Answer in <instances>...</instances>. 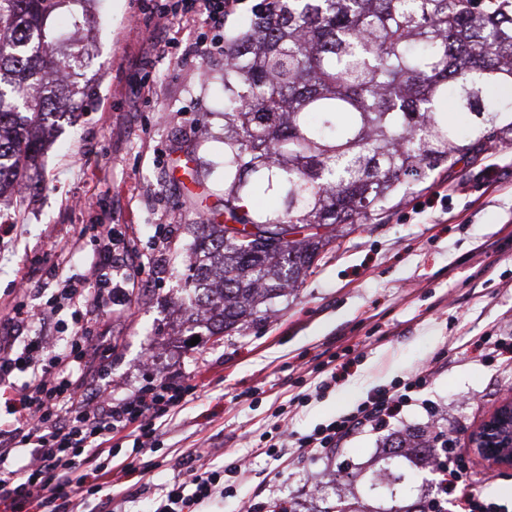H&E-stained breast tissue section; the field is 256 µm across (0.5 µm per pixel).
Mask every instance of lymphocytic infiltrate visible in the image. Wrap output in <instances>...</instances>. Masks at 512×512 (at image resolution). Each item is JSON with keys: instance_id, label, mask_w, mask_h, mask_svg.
Here are the masks:
<instances>
[{"instance_id": "lymphocytic-infiltrate-1", "label": "lymphocytic infiltrate", "mask_w": 512, "mask_h": 512, "mask_svg": "<svg viewBox=\"0 0 512 512\" xmlns=\"http://www.w3.org/2000/svg\"><path fill=\"white\" fill-rule=\"evenodd\" d=\"M116 235L114 225L105 226L97 257L80 278H63L49 305L50 315L78 307L95 316L122 311L130 302L136 259L116 251ZM91 345L89 331L81 325L60 349L45 345L39 337L19 351L0 344V512H24L35 503L68 498L67 487L73 480L100 491V479L112 472V441L129 429L135 433L133 458L123 469L136 471V458L158 441L155 418L193 400L199 391L198 385L169 376L120 399L103 387L87 397L82 379L95 365ZM17 374L24 375L22 384L14 383ZM429 376L424 367L390 388L373 392L355 412L299 437L298 450L327 458L355 432L382 430L424 389ZM19 448L26 449L29 462L18 476L10 464ZM228 473V468L213 467L208 456L192 458L155 512H195L197 505L224 493ZM438 473L440 479L424 500L422 512H445L452 493L459 505L470 506L474 484L464 456L456 455Z\"/></svg>"}]
</instances>
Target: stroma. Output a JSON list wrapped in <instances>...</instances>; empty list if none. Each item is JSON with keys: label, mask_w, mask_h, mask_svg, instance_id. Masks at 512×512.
<instances>
[{"label": "stroma", "mask_w": 512, "mask_h": 512, "mask_svg": "<svg viewBox=\"0 0 512 512\" xmlns=\"http://www.w3.org/2000/svg\"><path fill=\"white\" fill-rule=\"evenodd\" d=\"M166 0H92L91 28H57L85 48L81 76L90 94L55 115L48 148L24 178L21 201L0 203V322L17 302L41 308L57 288L46 275L85 273L104 213L140 257L144 287L124 314L88 323L94 346L111 345L88 385L121 397L169 375L201 383L193 401L156 418L161 437L138 474L107 478L100 495H74L82 512H155L189 453L205 449L214 467L236 464L232 489L202 512H239L255 501L266 512H386L423 499L437 480L403 462L397 500L378 496L368 479L382 465L387 439L427 430L470 435L512 392V362L485 339H512V145L458 164L450 178L413 187L383 219L338 225L312 269L267 317L199 342L186 332L187 227L191 206L185 148L202 165L224 156V59L208 51L216 32L199 17L162 18ZM501 175L488 180L487 167ZM336 358L335 381L318 367ZM432 374L416 402L380 432L351 436L333 461L289 448L279 459V425L304 434L352 411L378 388L422 366ZM467 463L476 504L512 512V470Z\"/></svg>", "instance_id": "stroma-1"}]
</instances>
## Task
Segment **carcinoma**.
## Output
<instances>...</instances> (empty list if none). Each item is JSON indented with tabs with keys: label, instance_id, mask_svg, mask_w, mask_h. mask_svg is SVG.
<instances>
[{
	"label": "carcinoma",
	"instance_id": "1",
	"mask_svg": "<svg viewBox=\"0 0 512 512\" xmlns=\"http://www.w3.org/2000/svg\"><path fill=\"white\" fill-rule=\"evenodd\" d=\"M87 0H0V199L44 149L48 115L88 96L54 76L89 55L52 22ZM512 0H265L224 36V191L194 171L186 322L224 333L296 287L336 225L384 217L434 173L512 145ZM471 117L463 139L442 104ZM273 194L280 207L253 208ZM216 201L209 205L211 198ZM425 467L438 449L423 439Z\"/></svg>",
	"mask_w": 512,
	"mask_h": 512
}]
</instances>
